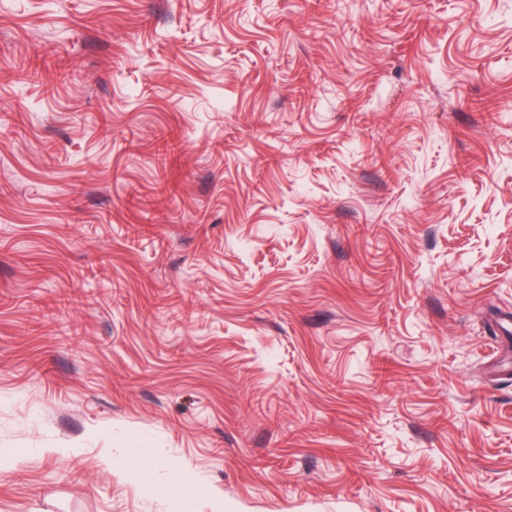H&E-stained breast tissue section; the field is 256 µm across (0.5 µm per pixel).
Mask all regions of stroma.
<instances>
[{"label": "stroma", "mask_w": 512, "mask_h": 512, "mask_svg": "<svg viewBox=\"0 0 512 512\" xmlns=\"http://www.w3.org/2000/svg\"><path fill=\"white\" fill-rule=\"evenodd\" d=\"M508 317L512 0H0V512H512Z\"/></svg>", "instance_id": "stroma-1"}]
</instances>
